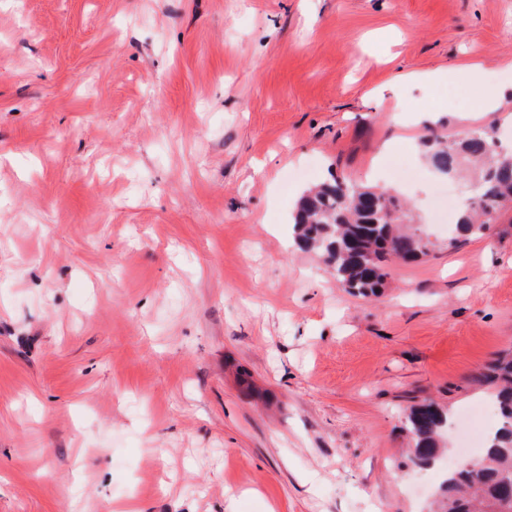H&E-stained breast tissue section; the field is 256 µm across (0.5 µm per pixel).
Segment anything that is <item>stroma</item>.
Segmentation results:
<instances>
[{
	"instance_id": "35a3bbf8",
	"label": "stroma",
	"mask_w": 512,
	"mask_h": 512,
	"mask_svg": "<svg viewBox=\"0 0 512 512\" xmlns=\"http://www.w3.org/2000/svg\"><path fill=\"white\" fill-rule=\"evenodd\" d=\"M491 91L512 148V0H0V512H425L404 410L488 403L512 210L458 240L421 142ZM332 175L430 243L377 297L288 246Z\"/></svg>"
}]
</instances>
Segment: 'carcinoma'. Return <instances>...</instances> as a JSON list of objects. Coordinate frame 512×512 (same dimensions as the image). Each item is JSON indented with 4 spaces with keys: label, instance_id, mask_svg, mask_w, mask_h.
Masks as SVG:
<instances>
[{
    "label": "carcinoma",
    "instance_id": "carcinoma-1",
    "mask_svg": "<svg viewBox=\"0 0 512 512\" xmlns=\"http://www.w3.org/2000/svg\"><path fill=\"white\" fill-rule=\"evenodd\" d=\"M496 130L478 129L455 141L439 135L425 142L426 158L440 174L474 170L473 195L456 228L480 237L498 211L512 203V151L496 146ZM297 244L318 254L332 276L356 296L383 287L391 258L427 254V242L403 229L404 204L378 186H357L336 177L303 193L292 214ZM495 388L500 421L474 468L463 463L445 475L430 512H512V350L498 355L484 375ZM448 413L433 402L409 407L405 429L412 441L408 463L429 468L440 458Z\"/></svg>",
    "mask_w": 512,
    "mask_h": 512
}]
</instances>
